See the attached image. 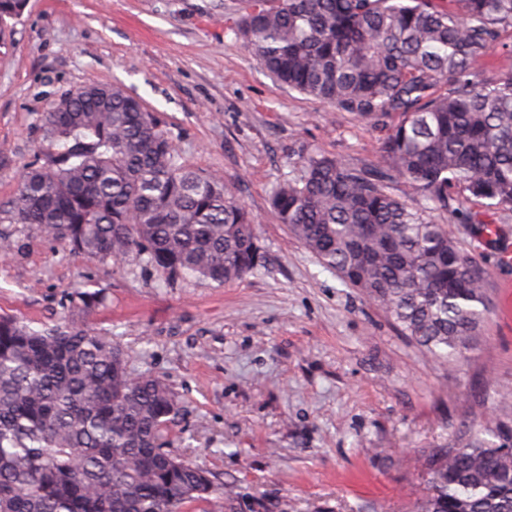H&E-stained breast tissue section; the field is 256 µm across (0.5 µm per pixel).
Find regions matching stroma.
I'll return each mask as SVG.
<instances>
[{
    "label": "stroma",
    "instance_id": "obj_1",
    "mask_svg": "<svg viewBox=\"0 0 512 512\" xmlns=\"http://www.w3.org/2000/svg\"><path fill=\"white\" fill-rule=\"evenodd\" d=\"M239 0H27L0 43V210L34 160L61 93L119 84L190 166L220 176L257 228L264 264L211 286L156 268L87 261L36 227L0 222V313L111 337L132 375L164 381L179 408L170 450L206 470L188 512H410L424 455L479 399L512 398V266L475 222L512 239V210L435 211L488 273L490 310L455 369L426 355L376 303L295 240L270 195L317 152L381 163V133L279 86L226 28ZM102 302L83 311L75 287Z\"/></svg>",
    "mask_w": 512,
    "mask_h": 512
}]
</instances>
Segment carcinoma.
Segmentation results:
<instances>
[{"instance_id":"1","label":"carcinoma","mask_w":512,"mask_h":512,"mask_svg":"<svg viewBox=\"0 0 512 512\" xmlns=\"http://www.w3.org/2000/svg\"><path fill=\"white\" fill-rule=\"evenodd\" d=\"M27 0H0V25ZM512 0H240L229 30L279 84L384 132L382 164L311 153L276 185L279 223L401 331L453 368L488 311L486 272L429 214L453 194L512 209V73L483 77ZM44 163L12 224L98 263L137 261L219 287L253 273L255 224L232 187L189 166L119 85L88 84L43 113ZM405 183L416 207L393 193ZM178 410L119 346L74 326L0 316V512H185L209 473L164 448ZM414 512H512V402L462 422L424 459Z\"/></svg>"}]
</instances>
